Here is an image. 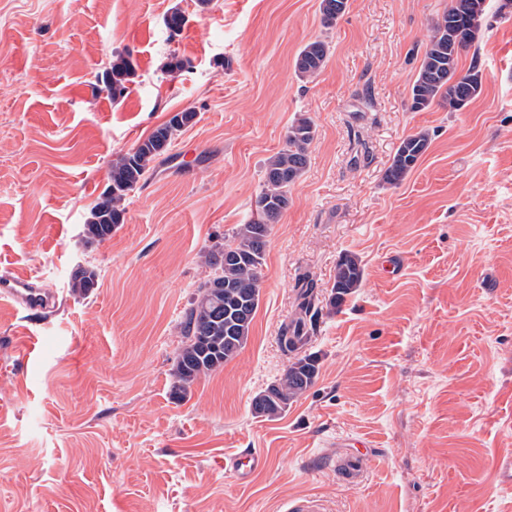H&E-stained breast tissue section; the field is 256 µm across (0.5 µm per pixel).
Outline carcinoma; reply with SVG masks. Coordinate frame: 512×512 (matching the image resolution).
<instances>
[{
	"label": "carcinoma",
	"mask_w": 512,
	"mask_h": 512,
	"mask_svg": "<svg viewBox=\"0 0 512 512\" xmlns=\"http://www.w3.org/2000/svg\"><path fill=\"white\" fill-rule=\"evenodd\" d=\"M485 0H449L448 8L433 24V35L427 44L419 72L411 86V109L421 111L433 103L448 105L456 111L466 106L482 88V73L472 66L458 73L461 52L476 41L480 24H465L470 16L483 18ZM348 7V0H320L323 24L332 25ZM327 44L313 40L305 44L294 59L301 78L315 76L325 65ZM134 75L129 58L112 59L101 78L99 91L117 99L126 90L125 83ZM197 112L187 108L174 114L163 126L136 147L112 163L110 184L100 195L85 224L86 238L103 242L124 221V201L136 188L151 164L167 152L178 132L192 124ZM314 125L307 117L296 119L289 127L283 146L264 166V184L254 202L255 216L241 224L224 246L202 255V263L210 274L200 285L199 293L182 324L183 341L174 369L172 396L186 397L189 388L200 378L219 370L233 359L246 344L251 323L257 311L261 283L264 278V254L272 225L278 223L290 203V187L301 177L308 164V148L314 139ZM429 146V135L419 132L403 139L386 169L384 180L397 185L415 167ZM364 268L353 253L343 254L336 263L328 299L333 309L361 287ZM72 291L88 295L97 286L96 273L79 267L71 276ZM302 323L280 336L285 353H294L307 343ZM318 372V357L305 354L295 358L284 369L281 378L258 393L252 401V413L261 418L280 417L295 398L312 386Z\"/></svg>",
	"instance_id": "carcinoma-1"
}]
</instances>
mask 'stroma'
Returning a JSON list of instances; mask_svg holds the SVG:
<instances>
[{"label":"stroma","mask_w":512,"mask_h":512,"mask_svg":"<svg viewBox=\"0 0 512 512\" xmlns=\"http://www.w3.org/2000/svg\"><path fill=\"white\" fill-rule=\"evenodd\" d=\"M448 0H0V276L58 295L38 317L0 303V512H512V7L486 0L460 71L481 95L415 112L410 89ZM186 18L178 33L164 19ZM329 45L312 79L294 58ZM120 103L96 87L113 57ZM187 60L168 72L171 56ZM197 112L87 243L112 163L184 109ZM315 137L268 238L247 344L172 399L182 321L208 274L199 255L252 216L291 123ZM430 145L397 186L399 143ZM364 280L339 310L336 263ZM97 286L72 292L77 266ZM313 283L303 351L314 385L280 418L251 402L290 361L278 338ZM37 337L33 353L19 346ZM373 459L341 476L356 442ZM267 458L244 485L225 457ZM134 75V68L129 58L118 55L112 59L101 78L99 92H106L112 100L123 95L126 90L125 83ZM364 279V268L356 254L344 253L336 263L335 275L328 299L331 309L336 310L347 296L361 288Z\"/></svg>","instance_id":"stroma-1"}]
</instances>
